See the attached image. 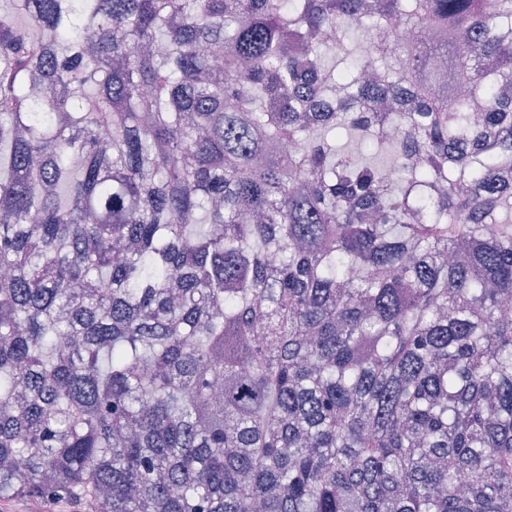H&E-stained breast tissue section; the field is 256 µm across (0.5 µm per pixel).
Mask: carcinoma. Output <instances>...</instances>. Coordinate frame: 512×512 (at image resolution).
Segmentation results:
<instances>
[{
	"mask_svg": "<svg viewBox=\"0 0 512 512\" xmlns=\"http://www.w3.org/2000/svg\"><path fill=\"white\" fill-rule=\"evenodd\" d=\"M1 270L0 498L512 512V0H0Z\"/></svg>",
	"mask_w": 512,
	"mask_h": 512,
	"instance_id": "cac0c4a2",
	"label": "carcinoma"
}]
</instances>
